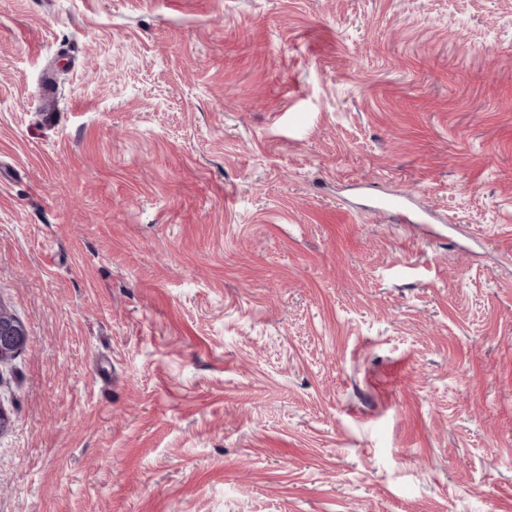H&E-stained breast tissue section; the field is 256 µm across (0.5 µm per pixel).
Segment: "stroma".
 Listing matches in <instances>:
<instances>
[{"mask_svg": "<svg viewBox=\"0 0 512 512\" xmlns=\"http://www.w3.org/2000/svg\"><path fill=\"white\" fill-rule=\"evenodd\" d=\"M0 306V512H512V0H0ZM27 341L24 325L0 306V364L15 356Z\"/></svg>", "mask_w": 512, "mask_h": 512, "instance_id": "obj_1", "label": "stroma"}]
</instances>
